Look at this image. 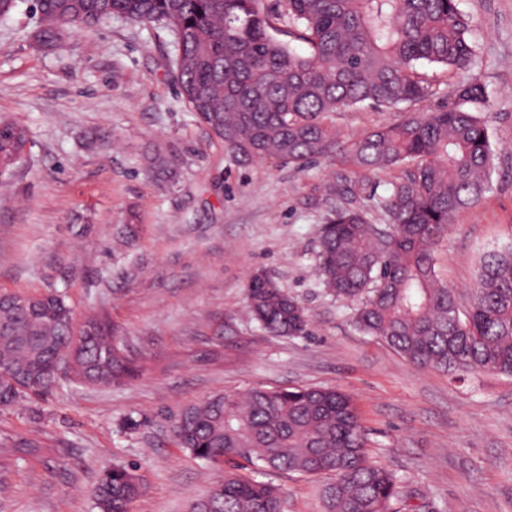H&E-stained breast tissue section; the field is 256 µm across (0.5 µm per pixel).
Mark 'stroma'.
<instances>
[{
  "instance_id": "stroma-1",
  "label": "stroma",
  "mask_w": 512,
  "mask_h": 512,
  "mask_svg": "<svg viewBox=\"0 0 512 512\" xmlns=\"http://www.w3.org/2000/svg\"><path fill=\"white\" fill-rule=\"evenodd\" d=\"M472 22L483 109L498 152L490 189L458 212L434 251L438 278L469 305L482 254L512 242V0H458ZM35 0L0 17V118L25 126L31 155L0 187V292L66 293L77 316L116 324L147 370L119 387L59 374L45 393L0 408V441L47 447L0 471V512H95L102 468L132 463L130 512H189L228 465L180 452L172 420L211 395L329 387L349 394L373 461L405 481V512H512V377L419 368L363 334L352 307L312 275L319 229L340 199L372 207L395 171L329 158L303 171L237 166L198 123L168 71L169 32L114 18L38 45ZM427 74L423 102L333 113L341 142L447 106L462 73ZM261 268L298 297L304 337L264 330L245 308ZM138 422L124 429L127 418ZM285 512H322L326 479L270 471Z\"/></svg>"
}]
</instances>
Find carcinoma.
<instances>
[{
    "label": "carcinoma",
    "instance_id": "obj_1",
    "mask_svg": "<svg viewBox=\"0 0 512 512\" xmlns=\"http://www.w3.org/2000/svg\"><path fill=\"white\" fill-rule=\"evenodd\" d=\"M36 12L43 46L115 16L166 28L177 46L170 76L236 164L269 157L302 170L335 156L367 172L406 168L376 200L385 228L359 206L327 214L319 284L353 307L363 333L418 367L512 377V244L485 254L465 312L434 268L440 234L488 190L496 157L481 116L485 86L473 72L477 47L457 0H36ZM282 35L306 44L307 54ZM425 67L469 77L442 109L338 141L330 120L338 109L397 107L431 96ZM29 152L26 128L0 119L1 185ZM246 307L270 333H310L306 308L271 276L248 286ZM63 367L103 387L142 374L106 317L76 326L62 292H1L0 407L49 390ZM173 437L181 451L206 461L240 458L272 471L329 475L324 512L404 510L401 477L370 459L354 402L335 388L216 394L185 407ZM41 449L33 434L1 447L0 455L19 460ZM141 493L134 469L114 464L91 498L97 512H130ZM190 512H284V496L270 482L227 471Z\"/></svg>",
    "mask_w": 512,
    "mask_h": 512
}]
</instances>
